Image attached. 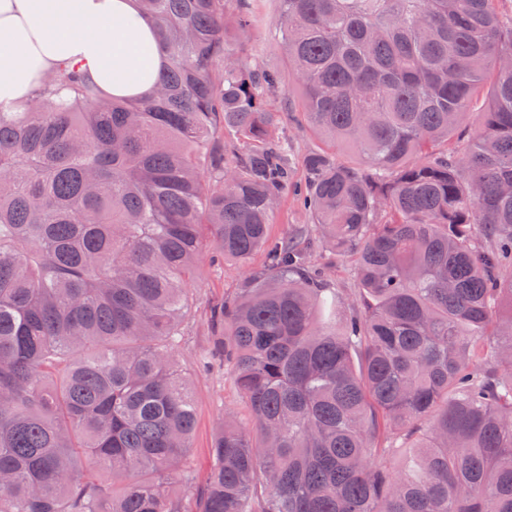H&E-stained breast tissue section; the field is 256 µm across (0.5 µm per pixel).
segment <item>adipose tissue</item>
Returning a JSON list of instances; mask_svg holds the SVG:
<instances>
[{
  "label": "adipose tissue",
  "mask_w": 512,
  "mask_h": 512,
  "mask_svg": "<svg viewBox=\"0 0 512 512\" xmlns=\"http://www.w3.org/2000/svg\"><path fill=\"white\" fill-rule=\"evenodd\" d=\"M164 55L138 0H0V106L35 99L47 73L78 66L116 99L157 85Z\"/></svg>",
  "instance_id": "1"
}]
</instances>
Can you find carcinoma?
Masks as SVG:
<instances>
[{"label":"carcinoma","instance_id":"1","mask_svg":"<svg viewBox=\"0 0 512 512\" xmlns=\"http://www.w3.org/2000/svg\"><path fill=\"white\" fill-rule=\"evenodd\" d=\"M139 2L165 52L148 98L62 66L25 111L0 107V512H512V27L496 0H276L323 141L297 189L311 223L283 237L282 78L227 39L253 27L250 0ZM490 74L475 134L453 140ZM209 245L245 267L208 357L253 428L225 410L200 487L175 353ZM323 249L356 288L328 287Z\"/></svg>","mask_w":512,"mask_h":512}]
</instances>
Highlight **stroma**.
Masks as SVG:
<instances>
[{
    "instance_id": "1",
    "label": "stroma",
    "mask_w": 512,
    "mask_h": 512,
    "mask_svg": "<svg viewBox=\"0 0 512 512\" xmlns=\"http://www.w3.org/2000/svg\"><path fill=\"white\" fill-rule=\"evenodd\" d=\"M254 9L259 23L248 35L258 50V65L272 70H285V53L274 32L277 13L270 0H255ZM280 111V127L293 146L295 157L319 146L318 137L303 123L288 103L287 92H280L272 100ZM200 276L190 291L191 308L184 320L185 340L176 353V362L186 379L196 407V426L191 460L198 480H205L212 464L211 448L224 423V410L236 409L239 416L247 411L240 401L229 371L221 367L203 370L200 357L219 335L210 320V308L236 288L243 269L224 262L212 249H205L199 261Z\"/></svg>"
}]
</instances>
